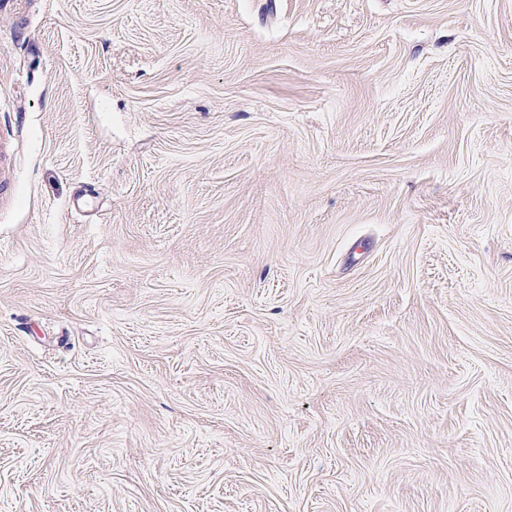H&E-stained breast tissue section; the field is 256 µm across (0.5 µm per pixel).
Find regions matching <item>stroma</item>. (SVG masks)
Segmentation results:
<instances>
[{"label": "stroma", "instance_id": "stroma-1", "mask_svg": "<svg viewBox=\"0 0 512 512\" xmlns=\"http://www.w3.org/2000/svg\"><path fill=\"white\" fill-rule=\"evenodd\" d=\"M0 512H512V0H0Z\"/></svg>", "mask_w": 512, "mask_h": 512}]
</instances>
